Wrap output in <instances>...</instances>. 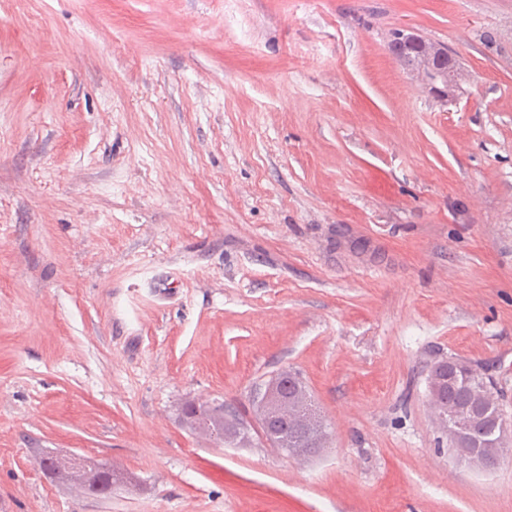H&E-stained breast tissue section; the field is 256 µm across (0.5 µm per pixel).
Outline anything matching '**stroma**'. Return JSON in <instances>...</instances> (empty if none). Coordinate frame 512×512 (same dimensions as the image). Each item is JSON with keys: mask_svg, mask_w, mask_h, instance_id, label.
<instances>
[{"mask_svg": "<svg viewBox=\"0 0 512 512\" xmlns=\"http://www.w3.org/2000/svg\"><path fill=\"white\" fill-rule=\"evenodd\" d=\"M448 357L512 418V0H0V512H512V451L433 418ZM284 370L321 454L183 423ZM397 34L398 31H394L391 35L392 39H390L388 43V48L390 51L395 53V56L401 61V63L406 67V63L411 68L409 69L412 72H417L418 74L424 73L427 77H429L432 68L435 66V61L437 59L436 52L434 50L435 45L424 40L423 38L417 36L421 42L424 43V46L418 52H411L408 55H404L403 53H396L394 51V45L397 42Z\"/></svg>", "mask_w": 512, "mask_h": 512, "instance_id": "obj_1", "label": "stroma"}]
</instances>
